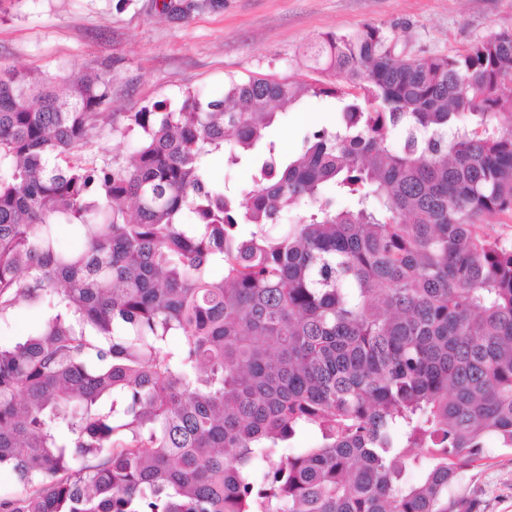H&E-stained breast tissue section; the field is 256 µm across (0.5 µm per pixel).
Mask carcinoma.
<instances>
[{"mask_svg": "<svg viewBox=\"0 0 512 512\" xmlns=\"http://www.w3.org/2000/svg\"><path fill=\"white\" fill-rule=\"evenodd\" d=\"M310 61L336 83L110 117L96 75L0 71V335L42 310L0 344L25 487L0 512H474L452 486L512 448V238L482 224L512 218V31L411 56L367 24ZM306 97L339 117L286 158L271 127ZM108 120L135 148L96 166ZM253 164L243 163L239 166L229 168L224 164L221 156H214L208 161L210 176L217 183L231 182L239 188L251 189V173ZM39 314L32 309L20 308L14 315V336H0V343H13L23 337L26 329L37 319Z\"/></svg>", "mask_w": 512, "mask_h": 512, "instance_id": "obj_1", "label": "carcinoma"}]
</instances>
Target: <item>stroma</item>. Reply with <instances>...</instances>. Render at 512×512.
I'll use <instances>...</instances> for the list:
<instances>
[{
  "instance_id": "obj_1",
  "label": "stroma",
  "mask_w": 512,
  "mask_h": 512,
  "mask_svg": "<svg viewBox=\"0 0 512 512\" xmlns=\"http://www.w3.org/2000/svg\"><path fill=\"white\" fill-rule=\"evenodd\" d=\"M162 0H0V70L27 68L50 79L74 71L102 77L109 112L162 101L178 108L190 91L222 93L224 81L268 76L312 82L307 51L327 32L373 24L398 35L410 54L453 55L473 39L512 31V0H218L179 21ZM340 104L309 99L283 113L272 135L282 154L306 132L333 126ZM134 134L103 128L84 147L97 164L130 154ZM454 492L480 512H512V450L488 443Z\"/></svg>"
}]
</instances>
